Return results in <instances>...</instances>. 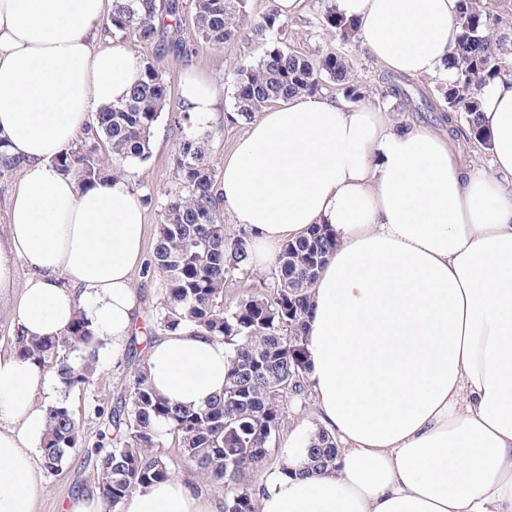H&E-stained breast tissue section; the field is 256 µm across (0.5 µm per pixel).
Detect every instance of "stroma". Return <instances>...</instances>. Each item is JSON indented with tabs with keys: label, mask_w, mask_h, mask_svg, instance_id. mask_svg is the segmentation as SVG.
Listing matches in <instances>:
<instances>
[{
	"label": "stroma",
	"mask_w": 512,
	"mask_h": 512,
	"mask_svg": "<svg viewBox=\"0 0 512 512\" xmlns=\"http://www.w3.org/2000/svg\"><path fill=\"white\" fill-rule=\"evenodd\" d=\"M333 0H304L301 14L288 20L285 50L316 57L328 42L319 24L326 5ZM273 0H250L249 17L239 35L226 42L223 48L213 49L205 44L198 32L193 8H185L181 22L173 31V38L191 45L194 53L189 57L167 54L160 58L159 66L170 85V102L178 104L181 79L186 72L193 71L207 77L222 88V96L215 115L205 123L213 136L208 143L215 161H222L230 154L236 140L242 136L248 124L233 120V87L229 76L242 63L255 62L263 58L272 48L271 38L256 36L252 30L254 22L273 9ZM343 53L353 66L355 79L363 92L364 103L384 109L399 121L416 123L441 130L448 127V115L432 110L430 99L437 96L439 76L410 78L409 89L413 96L404 101L385 95L389 71L369 55L361 42L341 46ZM176 113L163 112L154 126L150 138V157L146 162L132 164L113 159L112 165L129 173L134 190L152 195L146 212L145 255L147 260L141 270L133 276V287L138 302V333L148 335L154 326V317L162 293L161 278L153 268L157 226L161 219V207L165 193L175 185L172 158L178 146L180 131ZM275 272L254 266L235 272L224 285L225 307L235 306L242 298L258 292L261 284H272ZM136 354L128 350L119 353H105L100 357L97 371L91 385L84 388L68 389L51 381L49 391L41 394V401L50 403L66 400L80 427L78 451L71 453L62 468L55 473H42L41 487L36 501V512H66L71 498L95 487L97 472L83 462L84 449L94 447L99 434L105 428L106 416L116 410L124 396L129 379L135 368L146 361L147 349L144 343L136 345ZM103 406V414H96V406Z\"/></svg>",
	"instance_id": "obj_1"
}]
</instances>
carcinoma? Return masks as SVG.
Listing matches in <instances>:
<instances>
[{
	"mask_svg": "<svg viewBox=\"0 0 512 512\" xmlns=\"http://www.w3.org/2000/svg\"><path fill=\"white\" fill-rule=\"evenodd\" d=\"M249 0H193L202 41L221 47L238 35L246 22ZM182 0H114L105 29L131 40L151 54L143 60L141 80L130 97L95 114V135L76 143L54 161L56 168L79 183L93 186L119 172L110 158L142 163L150 157L151 130L169 100L168 84L158 65L165 51L182 56L192 49L168 40L167 25L154 19L164 14L177 25ZM457 41L446 61L448 78L438 94L448 118H463L470 136L485 145L479 96L496 80L511 77L512 27L480 0H456ZM323 30L347 44L356 36V24L336 8L322 17ZM260 35L284 39L285 24L276 12L256 26ZM336 85L345 99L358 102L360 87L342 54L330 48L316 59L284 51L279 45L255 63L232 73L234 119L250 121L271 102L298 94H315ZM182 136L173 158L177 188L165 193L157 229L154 269L163 278L157 329L167 336L180 330L203 333L229 345L232 356L224 392L198 408L184 407L158 395L148 382L145 367L136 369L124 395L127 418L113 415V429L101 433L111 448H87L84 459L98 474V494L104 512L116 508L131 492L175 476L158 449L165 436L178 441L182 457L206 482L224 491V512H255V486L246 476L261 473L284 427L288 398L307 396L306 318L319 270L336 249L330 229L314 225L309 233L286 242L278 255L276 278L270 291L224 308V283L248 264L249 241L230 236L224 213L214 196L217 167L208 152L210 131H202L191 116L180 114ZM21 162L0 141V180L19 172ZM101 339L79 314L60 336L40 340L13 337V346L26 358L55 364L67 388L91 384L99 360ZM80 351V361L70 353ZM79 447V425L66 400L48 405L47 429L41 438V461L48 472L60 470ZM336 437L318 426L304 446V473H316L336 464Z\"/></svg>",
	"mask_w": 512,
	"mask_h": 512,
	"instance_id": "obj_1",
	"label": "carcinoma"
}]
</instances>
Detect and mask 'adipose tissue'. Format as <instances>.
I'll return each mask as SVG.
<instances>
[{
  "instance_id": "obj_1",
  "label": "adipose tissue",
  "mask_w": 512,
  "mask_h": 512,
  "mask_svg": "<svg viewBox=\"0 0 512 512\" xmlns=\"http://www.w3.org/2000/svg\"><path fill=\"white\" fill-rule=\"evenodd\" d=\"M113 0H0V141L23 162L0 236V301L16 335H61L77 313L123 346L136 320L145 213L127 179L94 186L54 160L90 114L139 82L133 46L103 21ZM387 69L444 73L455 0H336ZM216 83L188 75L180 103L217 109ZM495 176L467 170L448 136L367 104L299 94L251 122L219 167L216 196L249 227L252 265L312 225L337 246L306 321L308 382L341 444L335 468L266 474L258 512H512V80L480 99ZM29 270L17 282L15 268ZM223 342L179 331L147 353L150 384L199 407L224 390ZM43 366L0 348V512H34L28 451L46 430ZM172 478L137 490L122 512H220Z\"/></svg>"
}]
</instances>
